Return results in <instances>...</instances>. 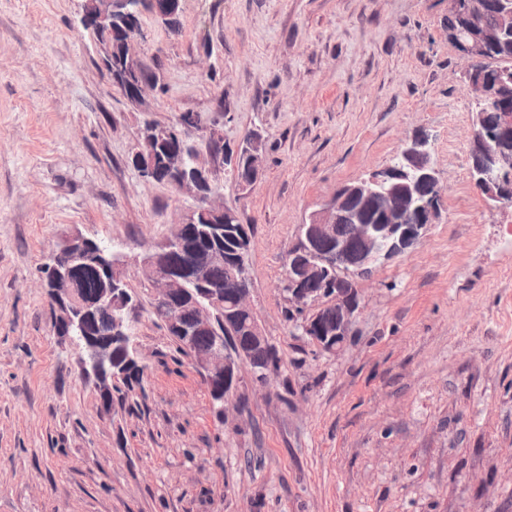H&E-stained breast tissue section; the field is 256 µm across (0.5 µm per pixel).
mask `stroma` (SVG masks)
<instances>
[{"mask_svg":"<svg viewBox=\"0 0 512 512\" xmlns=\"http://www.w3.org/2000/svg\"><path fill=\"white\" fill-rule=\"evenodd\" d=\"M180 34L141 14L158 78L143 107L103 71L78 0H0V512H512V207L470 179L465 63L448 0H181ZM196 112L264 170L214 186L252 228L251 302L282 362L216 417L152 316L138 272L191 197L141 178L145 124ZM430 135L445 186L416 246L356 278L330 354L278 288L309 214ZM128 262L145 368L104 405L54 319L42 271L67 237Z\"/></svg>","mask_w":512,"mask_h":512,"instance_id":"stroma-1","label":"stroma"}]
</instances>
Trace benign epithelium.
I'll use <instances>...</instances> for the list:
<instances>
[{
  "label": "benign epithelium",
  "mask_w": 512,
  "mask_h": 512,
  "mask_svg": "<svg viewBox=\"0 0 512 512\" xmlns=\"http://www.w3.org/2000/svg\"><path fill=\"white\" fill-rule=\"evenodd\" d=\"M81 8L82 24L89 29L110 28L117 22L126 29L141 13L143 0H81ZM449 10L463 20L462 28L451 31L449 38L466 63L465 91L475 114L469 135L470 178L487 201L512 206V74L494 73L487 66L490 50L512 35V9L502 10L498 23L493 26L486 21L487 0H449ZM137 42L138 36L129 35L125 74L135 86L127 100L140 106L145 103L146 92L153 83L142 74L135 50ZM186 130L185 126L178 130L161 127L155 129V135L158 144L163 145L185 140ZM206 137L211 147L204 158L197 154L188 162L180 155L171 163L161 152L136 151L134 167L145 179L154 178L164 168L171 169L173 177L169 185L196 201L194 207L181 215L177 227L195 223L197 215L208 220L203 233L214 243L208 264L225 265L237 276L241 248L227 256L219 246L224 239V216H233L235 212L217 201L213 179L229 169L238 185H254L263 170L262 137L254 133L235 146H226L223 129L216 122L207 126ZM441 194L430 136L416 134L402 143L396 163L341 186L327 203L310 214L308 222L300 225L303 247L288 255V271L279 288L289 305L305 314L303 335L310 343L330 352L341 350L360 304L358 292L336 288L322 279L324 269L331 265L332 254L320 253L316 246L334 243L336 250H342L345 241L337 235V229L342 224H350L354 239L362 246L363 265L371 271L420 242L427 226L437 218ZM405 211L416 213L419 223H401ZM183 244L184 239L177 231L146 253L139 266L153 293L155 311L163 314L167 329L181 337L182 347L191 352L193 364L210 382L221 402L214 412L222 418L229 411L241 408L239 388L244 382L243 372H248L255 382L267 384L275 370L255 367L241 351L234 354L224 350L222 336L216 339L210 352L199 355L192 351L194 334L213 329L215 318L224 313V294L209 286L205 268L183 276L165 263L164 255ZM90 262L103 265L107 271L95 305L117 312L112 341L126 349L127 363L136 366L132 320L127 317L135 295L124 288L127 284L125 260L119 254L105 253L80 235L67 238L45 266L44 282L51 286L50 300L59 312L58 330L67 340L83 346L87 304L72 288L70 276L72 266ZM186 307L191 311L188 324L182 317ZM229 308L239 315L252 313L250 289H242ZM312 308L332 309L336 313V330L325 331L317 323L316 314H307ZM82 362L95 380L102 379L106 384L123 375L112 369L109 347L84 352Z\"/></svg>",
  "instance_id": "benign-epithelium-1"
}]
</instances>
